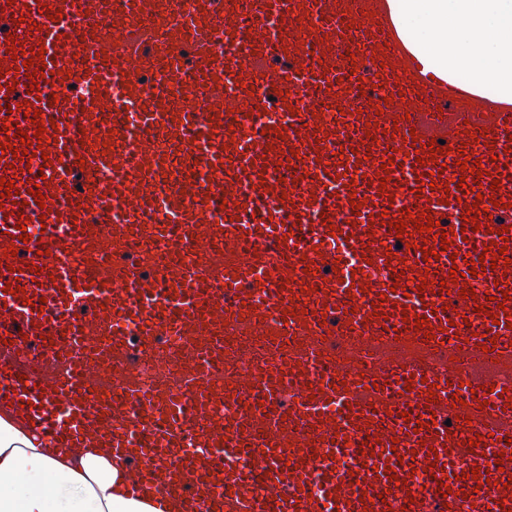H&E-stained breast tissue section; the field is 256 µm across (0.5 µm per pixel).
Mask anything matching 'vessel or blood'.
<instances>
[{
  "mask_svg": "<svg viewBox=\"0 0 512 512\" xmlns=\"http://www.w3.org/2000/svg\"><path fill=\"white\" fill-rule=\"evenodd\" d=\"M156 4L146 19L142 0H0V119L55 123L27 164L0 133L19 191L0 199V408L49 442L111 449L132 490L188 512H512V271L465 264L512 254V102L420 67L394 0ZM21 18L35 95L7 52ZM176 151L191 168L168 166ZM465 154L483 178L462 176ZM409 211L452 250L419 233L397 248ZM24 220L45 228L21 240ZM135 235L167 254L159 272ZM164 333L190 372L160 397L134 356ZM243 336L267 338L263 361Z\"/></svg>",
  "mask_w": 512,
  "mask_h": 512,
  "instance_id": "obj_1",
  "label": "vessel or blood"
}]
</instances>
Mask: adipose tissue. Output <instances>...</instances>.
I'll return each instance as SVG.
<instances>
[{"mask_svg": "<svg viewBox=\"0 0 512 512\" xmlns=\"http://www.w3.org/2000/svg\"><path fill=\"white\" fill-rule=\"evenodd\" d=\"M422 62L466 75L476 92L512 100V0H396ZM453 32L445 40V32ZM0 512H178L176 503L133 493L125 465L103 448H55L29 423L0 413Z\"/></svg>", "mask_w": 512, "mask_h": 512, "instance_id": "ef3b65f1", "label": "adipose tissue"}]
</instances>
